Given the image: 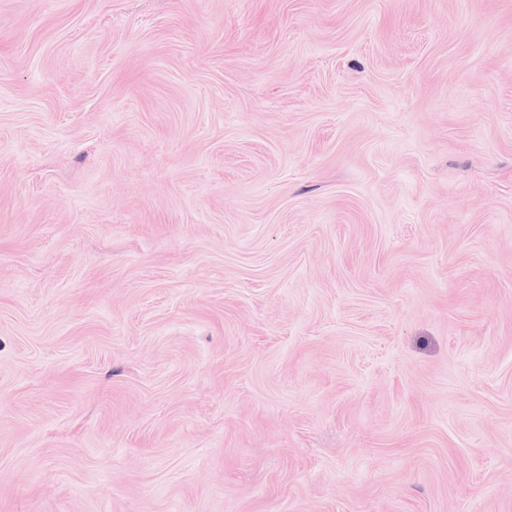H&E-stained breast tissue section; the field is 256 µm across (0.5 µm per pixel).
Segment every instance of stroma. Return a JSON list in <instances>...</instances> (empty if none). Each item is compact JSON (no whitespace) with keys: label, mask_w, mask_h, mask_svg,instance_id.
Here are the masks:
<instances>
[{"label":"stroma","mask_w":512,"mask_h":512,"mask_svg":"<svg viewBox=\"0 0 512 512\" xmlns=\"http://www.w3.org/2000/svg\"><path fill=\"white\" fill-rule=\"evenodd\" d=\"M0 512H512V0H0Z\"/></svg>","instance_id":"stroma-1"}]
</instances>
